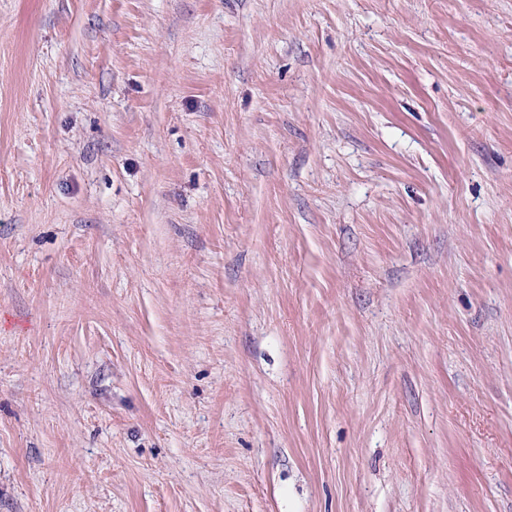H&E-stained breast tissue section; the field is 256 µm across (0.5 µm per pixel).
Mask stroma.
Segmentation results:
<instances>
[{"label": "stroma", "instance_id": "35a3bbf8", "mask_svg": "<svg viewBox=\"0 0 512 512\" xmlns=\"http://www.w3.org/2000/svg\"><path fill=\"white\" fill-rule=\"evenodd\" d=\"M0 512H512V0H0Z\"/></svg>", "mask_w": 512, "mask_h": 512}]
</instances>
